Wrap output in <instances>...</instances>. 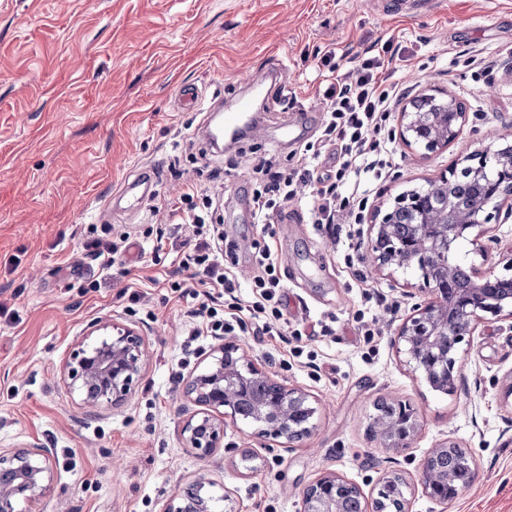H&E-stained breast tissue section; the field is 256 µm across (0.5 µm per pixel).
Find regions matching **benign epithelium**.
Returning <instances> with one entry per match:
<instances>
[{
  "label": "benign epithelium",
  "instance_id": "benign-epithelium-1",
  "mask_svg": "<svg viewBox=\"0 0 512 512\" xmlns=\"http://www.w3.org/2000/svg\"><path fill=\"white\" fill-rule=\"evenodd\" d=\"M456 127L448 125L446 112H402L400 137L408 146L427 152L448 148L459 135L466 113H457ZM492 161L499 180L512 181V146L500 149L487 147L473 157L468 168L476 176L486 171ZM512 211V195L495 198L492 211L471 214L449 202L442 204L439 223L414 225L405 239H397L389 214L370 225L371 259L375 267L393 274L413 271L428 287L430 297L417 307L397 331L394 345L406 356V364L421 374L436 390L452 394L456 389L458 354L462 343L470 341L486 317L491 315L512 321V297H505L495 288L499 276L480 264L470 265L466 287H454L450 268L455 262L456 243L469 231L481 236L491 223L492 212L502 207ZM92 344L82 341L63 366L68 388L81 405L97 408L104 404L121 405L140 379L143 368L144 338L124 323L106 322L96 327ZM238 344L228 341L215 348L207 368L191 375L185 382V400L199 410L185 421L182 440L185 447L202 455L224 439V421L219 416L237 421L236 389L247 379L270 384L260 404V414L268 423L260 425L257 435L266 439H285L290 443L308 436L313 430L316 407L302 389L289 388L271 379L265 368L244 353ZM420 424L411 406L403 405L402 416L395 420L370 421L374 439L385 448H405L419 432ZM458 444L452 440L428 451L417 468V484L430 499L444 503L451 499L448 488L453 476L435 467V457ZM53 451L31 448L14 452L0 451V476L11 478L0 482V512H17L19 501L33 507L40 501L50 481ZM354 483L336 472H325L303 491L300 512H343L342 488Z\"/></svg>",
  "mask_w": 512,
  "mask_h": 512
}]
</instances>
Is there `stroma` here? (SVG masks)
I'll list each match as a JSON object with an SVG mask.
<instances>
[{
  "mask_svg": "<svg viewBox=\"0 0 512 512\" xmlns=\"http://www.w3.org/2000/svg\"><path fill=\"white\" fill-rule=\"evenodd\" d=\"M399 47L393 80L402 107L427 94L426 78L466 106L461 133L433 153L396 143L393 173L376 182L361 232L377 211L424 186L498 135L512 134V0H0V449L50 448L53 473L40 512H164L193 482L209 483L218 512H299L303 489L325 470L373 500L383 473L414 479L420 459L454 439L476 463L474 481L445 504L410 487L411 512H512V326L493 320L462 345L453 394L416 377L393 340L429 291L413 272L377 271L368 248L309 221L315 200L287 207L268 245L278 259L288 312L331 334L302 337L319 369L273 336L240 333L241 350L278 382L317 402L312 433L297 443L258 437L253 425L224 422L209 454L185 448L193 412L186 379L218 337H192L195 299L164 300L176 254L158 248L165 231L185 248L192 225L165 220L185 184L219 196L223 229L250 245L259 228L251 192L260 160L286 162L280 128L305 110L316 142L327 110L317 52L335 49L340 72L367 48ZM490 61L500 68L485 76ZM275 69L262 91L261 139L215 152L201 131L210 106ZM198 86V110L178 106L182 85ZM154 173V196L114 208L125 185ZM129 233L124 268L102 273L87 239ZM497 272L512 264V214L491 235L463 241ZM100 280L96 290L88 281ZM136 292L138 303L127 296ZM376 335L365 341L354 317ZM119 321L145 338L142 376L124 405L85 408L61 368L92 326ZM394 396L415 410L409 447H381L372 405Z\"/></svg>",
  "mask_w": 512,
  "mask_h": 512,
  "instance_id": "35a3bbf8",
  "label": "stroma"
}]
</instances>
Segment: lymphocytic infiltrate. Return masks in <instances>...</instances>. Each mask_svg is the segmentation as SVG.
<instances>
[{
  "instance_id": "lymphocytic-infiltrate-1",
  "label": "lymphocytic infiltrate",
  "mask_w": 512,
  "mask_h": 512,
  "mask_svg": "<svg viewBox=\"0 0 512 512\" xmlns=\"http://www.w3.org/2000/svg\"><path fill=\"white\" fill-rule=\"evenodd\" d=\"M335 59L332 50L320 58L330 75L324 91L329 102L324 142L336 148L335 170L318 173L305 151L284 166L269 160L262 163V178L252 195L254 214L262 228L260 239L252 244L255 271L251 299L236 295L238 246L216 224L213 197L191 184L170 207L171 220L194 225L196 242L179 261L181 270L189 272V279L169 281L167 292L182 298L201 290L205 302L195 312L199 332L221 336L255 327L267 336H287V295L267 240L274 237L275 218L294 198L298 186L310 187L316 193L314 223L344 220L351 225L348 240L359 235L357 226L367 208L368 185L386 176L392 166V139L386 128L404 91L391 80L393 56L369 55L342 77L336 73Z\"/></svg>"
}]
</instances>
